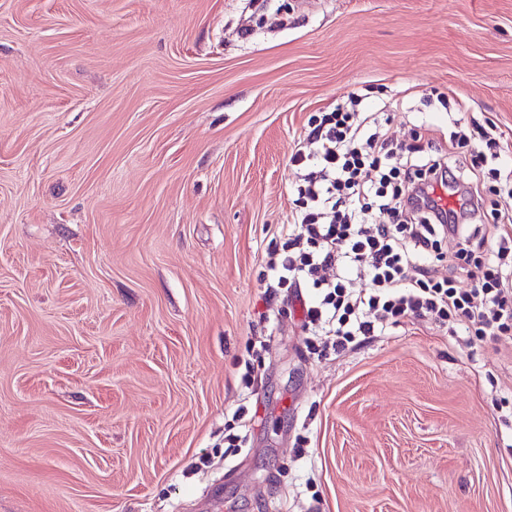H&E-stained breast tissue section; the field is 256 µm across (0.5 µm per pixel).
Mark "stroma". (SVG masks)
Returning <instances> with one entry per match:
<instances>
[{"mask_svg":"<svg viewBox=\"0 0 512 512\" xmlns=\"http://www.w3.org/2000/svg\"><path fill=\"white\" fill-rule=\"evenodd\" d=\"M351 93L512 168V0H0V512H512V336L322 351L268 285Z\"/></svg>","mask_w":512,"mask_h":512,"instance_id":"obj_1","label":"stroma"}]
</instances>
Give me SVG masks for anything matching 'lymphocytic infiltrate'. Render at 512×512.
I'll list each match as a JSON object with an SVG mask.
<instances>
[{
    "instance_id": "f902f5d3",
    "label": "lymphocytic infiltrate",
    "mask_w": 512,
    "mask_h": 512,
    "mask_svg": "<svg viewBox=\"0 0 512 512\" xmlns=\"http://www.w3.org/2000/svg\"><path fill=\"white\" fill-rule=\"evenodd\" d=\"M361 102L349 94L292 150L306 205L281 227L288 251L270 255L271 281L315 289L305 318L339 353L410 318L512 335V214L488 213L485 198L490 178L512 196V170L393 144ZM431 259L447 263V279L431 277ZM462 274L471 288H457Z\"/></svg>"
}]
</instances>
